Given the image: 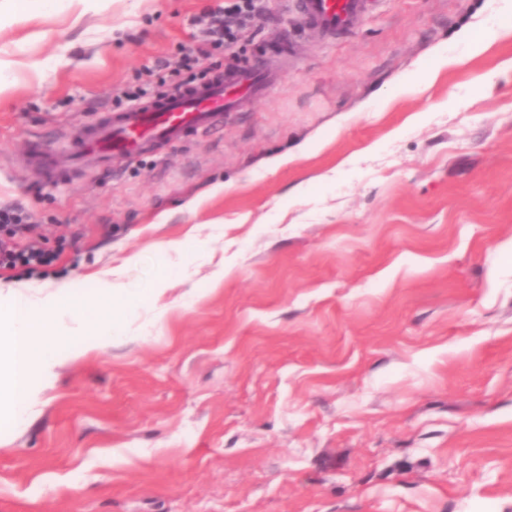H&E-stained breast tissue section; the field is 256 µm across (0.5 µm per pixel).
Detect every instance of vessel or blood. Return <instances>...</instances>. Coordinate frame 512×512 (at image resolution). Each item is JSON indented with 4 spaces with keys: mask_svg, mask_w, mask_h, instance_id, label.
Instances as JSON below:
<instances>
[{
    "mask_svg": "<svg viewBox=\"0 0 512 512\" xmlns=\"http://www.w3.org/2000/svg\"><path fill=\"white\" fill-rule=\"evenodd\" d=\"M370 0H296L303 22L333 37L351 31L367 12ZM274 78L271 70L251 67L211 80L202 87L175 93L116 113L112 119L82 129L76 148L65 154L33 145L28 163L45 182L66 176L74 167H97L133 160L187 133H209L225 113L239 112L264 95Z\"/></svg>",
    "mask_w": 512,
    "mask_h": 512,
    "instance_id": "1",
    "label": "vessel or blood"
}]
</instances>
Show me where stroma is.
<instances>
[{
  "instance_id": "stroma-1",
  "label": "stroma",
  "mask_w": 512,
  "mask_h": 512,
  "mask_svg": "<svg viewBox=\"0 0 512 512\" xmlns=\"http://www.w3.org/2000/svg\"><path fill=\"white\" fill-rule=\"evenodd\" d=\"M221 2L29 0L0 27V207L51 258L0 289L168 280L157 322L0 434V512H512V0H373L330 39L265 0L206 65L277 82L221 128L28 166L167 94Z\"/></svg>"
}]
</instances>
